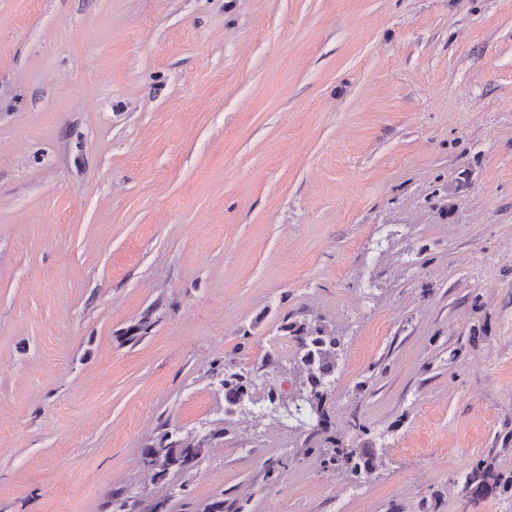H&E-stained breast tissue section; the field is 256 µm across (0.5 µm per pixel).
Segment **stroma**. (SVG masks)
<instances>
[{"mask_svg": "<svg viewBox=\"0 0 512 512\" xmlns=\"http://www.w3.org/2000/svg\"><path fill=\"white\" fill-rule=\"evenodd\" d=\"M116 497L512 512V0H0V512ZM296 334H300V341L302 347H305V338L314 336V344L316 347L308 351L306 356L311 361L313 360L316 367V373L319 377L329 374L336 367V360L338 355L337 346L339 340L334 334L325 332L321 328L307 329V327H299L295 330ZM205 445L195 441L187 440H173L169 432L163 433L158 439V447L168 448L170 453V468L165 473L171 471L187 472L193 469V465H189V459L195 458L191 463L199 462L200 457L205 451ZM198 457V458H196Z\"/></svg>", "mask_w": 512, "mask_h": 512, "instance_id": "obj_1", "label": "stroma"}]
</instances>
